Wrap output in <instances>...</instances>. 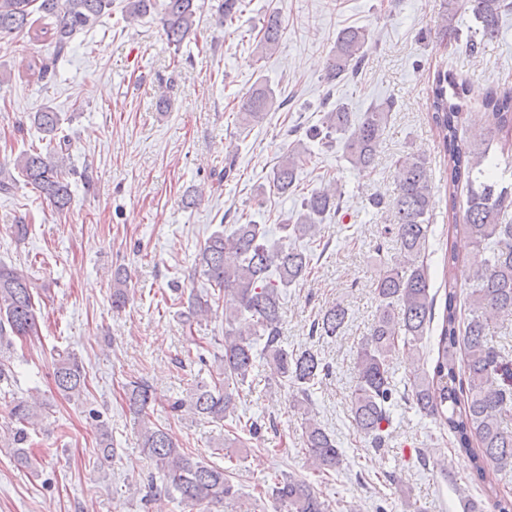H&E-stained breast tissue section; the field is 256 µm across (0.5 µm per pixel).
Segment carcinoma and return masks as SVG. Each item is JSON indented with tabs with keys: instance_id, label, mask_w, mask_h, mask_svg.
Masks as SVG:
<instances>
[{
	"instance_id": "carcinoma-1",
	"label": "carcinoma",
	"mask_w": 512,
	"mask_h": 512,
	"mask_svg": "<svg viewBox=\"0 0 512 512\" xmlns=\"http://www.w3.org/2000/svg\"><path fill=\"white\" fill-rule=\"evenodd\" d=\"M474 26L463 35L459 24V0H440L437 35L441 42H465L470 55L498 37L503 15L512 11V0H466ZM241 0H218L217 22L230 24L240 12ZM112 0H0V39L34 30L32 16L41 13L55 19L52 40L56 54L66 51L73 37L91 27L109 10ZM160 10V22L167 40L178 46L194 32L196 0H127L125 12L134 20ZM284 32L280 13L266 15L259 30L258 54L265 58L279 47ZM369 44V32L346 27L336 33L326 60L329 81H352L358 73ZM471 86L456 73L439 70L429 89L430 119L443 153L449 200H455L459 186L467 190V207L457 215L451 208L448 227L461 230L470 239L472 252L460 258L448 251L443 269L445 301L436 327L437 357L433 370H415L408 390L419 412L438 419L448 427L457 447L468 454L479 481L495 490L512 475V357L491 339V328L512 317V187L502 185L503 173H512V160L505 162L488 154L486 141L459 134L464 115L471 105ZM276 101L268 86L257 88L242 103L238 119L247 128L263 118ZM481 106L496 132L512 130V92H488ZM395 101L386 100L356 117L348 105L332 103L319 124L305 132V139L288 144L267 177L268 191L279 196L297 188L298 172L312 158L307 142L324 147L337 141L344 157L359 174L374 169ZM32 124L48 139L45 150L32 148L20 153L13 168L0 166V193H14L18 181L36 190L58 212L69 209L70 140L62 134L61 115L46 107L30 116ZM397 188L394 197L370 200L376 209H388L393 220L381 237L395 239L397 252L384 256V244L376 247L383 256V268L375 275L377 315L370 333L357 351L356 383L350 399L353 423L364 437L379 447L386 441L396 384L393 360L399 353L422 348L434 320V297L424 253L430 218L434 209V186L427 158L408 153L396 162ZM342 191L333 180L303 197L300 209L281 227L283 236L268 238L262 224L248 221L213 232L199 247L195 265L206 280L224 292V369L211 381H200L187 399L168 404L169 414L198 415L215 422L231 419L241 430L251 432V423L241 420L237 399L240 386L262 359L295 396L303 409L306 452L316 470L327 472L342 463L336 439L312 415L310 390L329 375V365L310 349L288 351L281 341L282 290L308 274L311 255L295 244L321 239V224L341 210ZM470 284L464 303H458V276ZM129 276L118 268L112 274V308L120 310L130 300ZM47 292L28 271L0 262V350L13 345L12 337L39 335L35 300ZM212 304L200 295H190L185 323L201 320ZM348 311L340 304L326 309L311 327V335L335 337L343 329ZM261 349H256L258 342ZM58 392L80 397L86 388V371L76 353L57 352L53 372ZM128 410L146 417L155 402L151 385L139 378L123 385ZM39 405L20 398L11 402V428L4 445L13 449L16 465L32 470L36 463L25 448L29 430L38 424ZM144 454L163 471L166 489L179 495L180 503L198 512H212L224 501L237 497L231 475L220 466L207 464L180 448L171 429L143 422L140 431ZM97 446L103 458L115 454L112 430L99 424ZM492 457L500 463V475L487 474L482 461ZM273 501L287 512H329V506L304 479L283 475L272 487Z\"/></svg>"
}]
</instances>
